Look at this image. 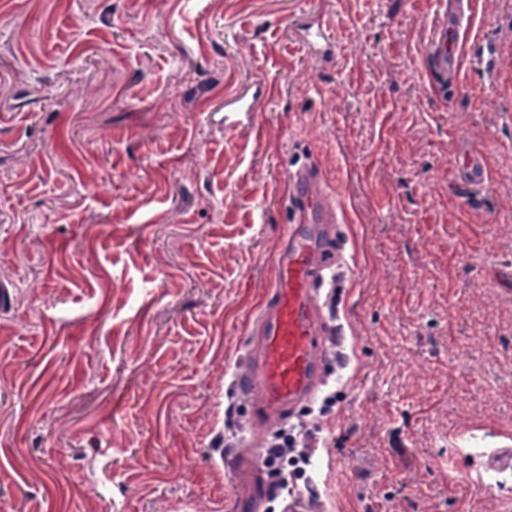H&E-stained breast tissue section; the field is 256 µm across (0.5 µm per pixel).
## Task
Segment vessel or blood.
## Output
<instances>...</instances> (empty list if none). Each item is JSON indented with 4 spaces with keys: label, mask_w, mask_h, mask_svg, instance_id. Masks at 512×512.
<instances>
[{
    "label": "vessel or blood",
    "mask_w": 512,
    "mask_h": 512,
    "mask_svg": "<svg viewBox=\"0 0 512 512\" xmlns=\"http://www.w3.org/2000/svg\"><path fill=\"white\" fill-rule=\"evenodd\" d=\"M470 3L456 0L457 10L448 17L452 74L466 56L478 65L488 63L486 41L471 43L466 38L463 19ZM295 35L315 53L328 56L334 51L323 28L300 25ZM460 176V191L466 197L488 180L480 152L468 143L460 149ZM286 188L288 231L275 260L272 289L253 316L250 369L237 381L252 406V427L257 432L314 400L325 383V365L334 358L344 334L330 310V291L339 287L347 265L346 239L340 229L347 221L346 211L326 205L330 191L313 163L289 171ZM484 466L497 473L511 471L512 448L486 452ZM224 469L237 489L234 512H264L274 490L261 452H231L224 458Z\"/></svg>",
    "instance_id": "1"
}]
</instances>
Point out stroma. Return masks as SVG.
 <instances>
[{
  "label": "stroma",
  "instance_id": "1",
  "mask_svg": "<svg viewBox=\"0 0 512 512\" xmlns=\"http://www.w3.org/2000/svg\"><path fill=\"white\" fill-rule=\"evenodd\" d=\"M439 8L0 0V287L27 295L0 310V512H232L222 457L253 439L234 380L309 158L349 222L336 402L307 425L304 481L324 512H512V472L462 451L512 429V333L490 320L512 311V249L492 242L512 0H476L493 62L462 63L444 105L416 53ZM254 81L265 96L225 127ZM463 140L488 173L473 203ZM295 36L315 53L329 56L334 51L335 46L325 35L322 25L316 28L298 25L295 28Z\"/></svg>",
  "mask_w": 512,
  "mask_h": 512
}]
</instances>
